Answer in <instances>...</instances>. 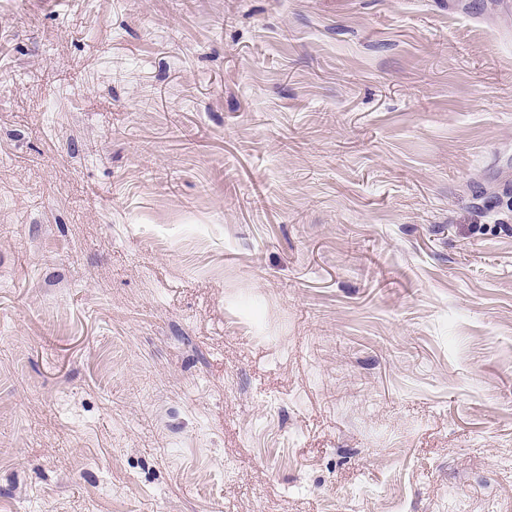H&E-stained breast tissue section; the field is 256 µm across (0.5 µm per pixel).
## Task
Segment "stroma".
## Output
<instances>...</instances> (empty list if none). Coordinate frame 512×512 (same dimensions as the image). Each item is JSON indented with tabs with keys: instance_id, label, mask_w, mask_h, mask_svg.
Listing matches in <instances>:
<instances>
[{
	"instance_id": "1",
	"label": "stroma",
	"mask_w": 512,
	"mask_h": 512,
	"mask_svg": "<svg viewBox=\"0 0 512 512\" xmlns=\"http://www.w3.org/2000/svg\"><path fill=\"white\" fill-rule=\"evenodd\" d=\"M512 0H0V512H512Z\"/></svg>"
}]
</instances>
